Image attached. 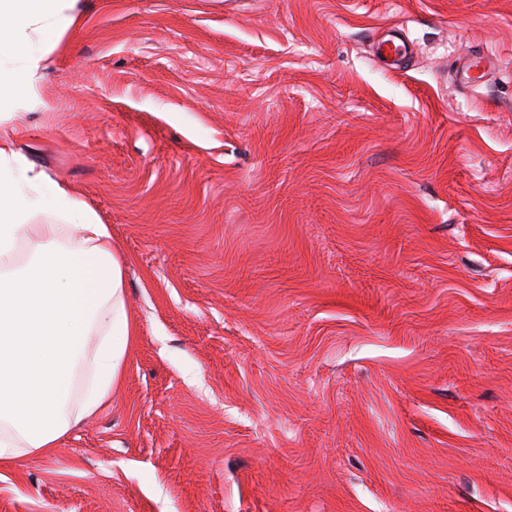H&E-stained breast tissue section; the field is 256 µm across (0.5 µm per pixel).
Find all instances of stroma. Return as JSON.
Here are the masks:
<instances>
[{
	"label": "stroma",
	"mask_w": 512,
	"mask_h": 512,
	"mask_svg": "<svg viewBox=\"0 0 512 512\" xmlns=\"http://www.w3.org/2000/svg\"><path fill=\"white\" fill-rule=\"evenodd\" d=\"M72 13L0 134L110 225L135 339L0 512H512V0ZM408 50L407 43L402 34L398 32L388 34V38L383 40L378 47L380 56L395 66H399V63L407 56Z\"/></svg>",
	"instance_id": "obj_1"
}]
</instances>
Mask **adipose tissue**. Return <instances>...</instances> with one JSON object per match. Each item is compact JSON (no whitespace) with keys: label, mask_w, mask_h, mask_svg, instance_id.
Masks as SVG:
<instances>
[{"label":"adipose tissue","mask_w":512,"mask_h":512,"mask_svg":"<svg viewBox=\"0 0 512 512\" xmlns=\"http://www.w3.org/2000/svg\"><path fill=\"white\" fill-rule=\"evenodd\" d=\"M72 0H0V112L35 102L41 57L30 35L63 32ZM51 209L34 259L17 269L15 248L30 219ZM73 188L34 170L0 137V464L51 455L69 429L94 413L119 383L133 330L125 303L127 258ZM89 372L80 403L70 399L77 366Z\"/></svg>","instance_id":"1"}]
</instances>
